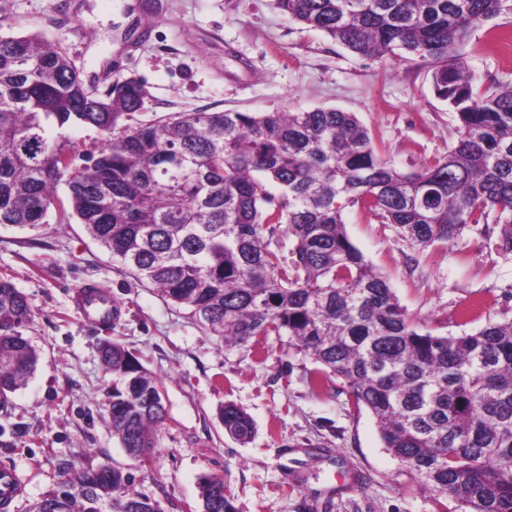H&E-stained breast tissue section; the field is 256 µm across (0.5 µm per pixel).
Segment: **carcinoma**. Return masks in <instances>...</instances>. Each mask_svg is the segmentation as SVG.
<instances>
[{"mask_svg": "<svg viewBox=\"0 0 512 512\" xmlns=\"http://www.w3.org/2000/svg\"><path fill=\"white\" fill-rule=\"evenodd\" d=\"M292 20L351 53L401 51L429 65L458 121L448 154L410 173L382 158L353 112H182L124 123L144 104L126 80L99 94L40 33H0V224L34 229L68 188L70 214L139 281L227 345L281 331L343 380L374 418L384 448L420 487L466 512H512V321L438 336L409 318L387 279L348 237L343 213L372 211L412 245L501 225L512 251V86L478 82L466 48L475 29L512 17V0H277ZM102 145L74 166L65 131ZM285 227L289 258L270 249ZM25 294L0 280V398L25 386L39 354L24 336ZM109 425L122 447H153L167 417L162 384L117 342ZM245 443L250 415L219 411ZM201 512H234L224 480L200 485ZM35 512H161L102 465L46 495Z\"/></svg>", "mask_w": 512, "mask_h": 512, "instance_id": "carcinoma-1", "label": "carcinoma"}]
</instances>
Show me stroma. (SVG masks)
Masks as SVG:
<instances>
[{
  "mask_svg": "<svg viewBox=\"0 0 512 512\" xmlns=\"http://www.w3.org/2000/svg\"><path fill=\"white\" fill-rule=\"evenodd\" d=\"M0 31L41 33L67 53L83 80L106 91L141 80L137 123L179 112L355 113L381 154L404 172L447 154L456 116L417 59L357 57L290 20L276 0H0ZM473 33L467 63L478 77L512 83V56L486 51ZM351 242L389 281L407 314L439 336L512 320V252L500 225L472 224L455 240L419 250L371 211L344 212ZM0 279L28 298L27 337L40 362L27 385L0 400V469L26 479L9 512L35 504L74 472L109 464L161 512H200L199 484L224 480L235 512H457L422 491L415 472L384 448L371 414L288 335L227 346L187 310L130 275L76 219L50 209L37 229L0 225ZM107 290L113 327L86 324L75 305L84 285ZM118 340L164 390L167 419L146 459L131 458L107 415L112 377L103 341ZM234 403L253 419L245 444L218 413Z\"/></svg>",
  "mask_w": 512,
  "mask_h": 512,
  "instance_id": "1",
  "label": "stroma"
}]
</instances>
